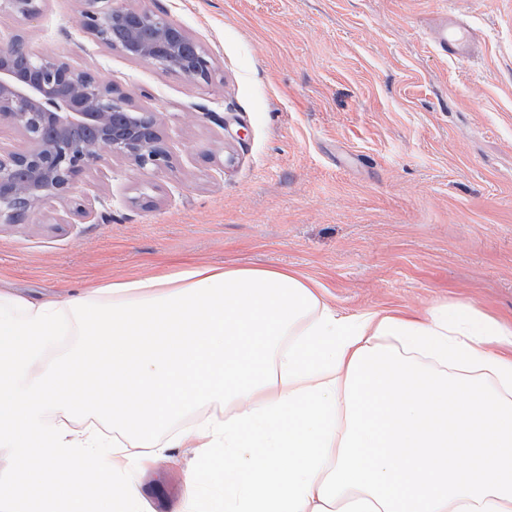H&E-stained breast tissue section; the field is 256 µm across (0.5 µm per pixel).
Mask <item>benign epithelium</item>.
<instances>
[{"instance_id":"benign-epithelium-1","label":"benign epithelium","mask_w":512,"mask_h":512,"mask_svg":"<svg viewBox=\"0 0 512 512\" xmlns=\"http://www.w3.org/2000/svg\"><path fill=\"white\" fill-rule=\"evenodd\" d=\"M82 27L100 45L200 84L216 76L205 49L165 13L121 0H80ZM46 0H0V12L37 18ZM26 140L0 147V223L17 224L50 200L84 214L91 201L75 195L78 177L113 159L164 170L170 157L155 114L140 111L112 86L55 57L29 52L24 38L0 36V122Z\"/></svg>"}]
</instances>
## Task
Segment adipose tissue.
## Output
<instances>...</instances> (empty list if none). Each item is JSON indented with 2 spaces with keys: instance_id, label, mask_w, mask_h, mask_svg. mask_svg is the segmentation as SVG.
<instances>
[{
  "instance_id": "ef3b65f1",
  "label": "adipose tissue",
  "mask_w": 512,
  "mask_h": 512,
  "mask_svg": "<svg viewBox=\"0 0 512 512\" xmlns=\"http://www.w3.org/2000/svg\"><path fill=\"white\" fill-rule=\"evenodd\" d=\"M317 288L189 263L0 289V512H151L136 474L171 448L195 460L178 512H512V323L465 302L345 315Z\"/></svg>"
}]
</instances>
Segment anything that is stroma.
I'll list each match as a JSON object with an SVG mask.
<instances>
[{
    "mask_svg": "<svg viewBox=\"0 0 512 512\" xmlns=\"http://www.w3.org/2000/svg\"><path fill=\"white\" fill-rule=\"evenodd\" d=\"M209 54L211 84L101 46L79 0L0 34L112 82L156 113L171 166L113 160L59 201L0 223V289L42 301L189 260L286 267L346 314L470 302L512 321V0H129ZM477 54L428 39L443 14ZM111 212L102 220L101 211ZM191 453L139 478L176 512Z\"/></svg>",
    "mask_w": 512,
    "mask_h": 512,
    "instance_id": "obj_1",
    "label": "stroma"
}]
</instances>
